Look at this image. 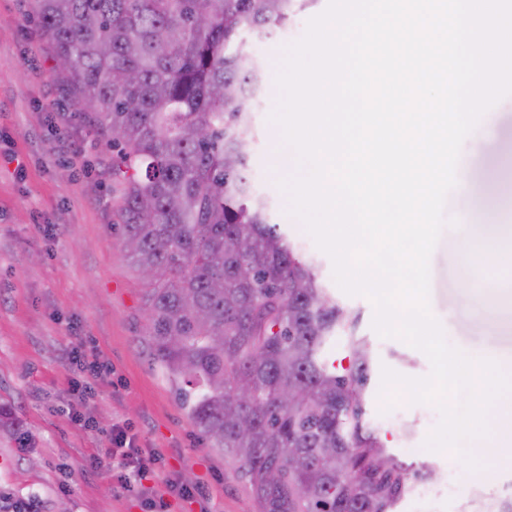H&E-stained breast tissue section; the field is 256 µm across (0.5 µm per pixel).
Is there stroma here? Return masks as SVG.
I'll list each match as a JSON object with an SVG mask.
<instances>
[{
    "label": "stroma",
    "mask_w": 512,
    "mask_h": 512,
    "mask_svg": "<svg viewBox=\"0 0 512 512\" xmlns=\"http://www.w3.org/2000/svg\"><path fill=\"white\" fill-rule=\"evenodd\" d=\"M327 4L315 0L286 25L244 36L267 75L253 113L250 182L267 198L270 220L290 246L316 264L337 303L359 318L355 334L372 351L366 426L411 471L431 466L441 475L431 498L406 494L394 512H495L512 498V466L494 465V479L474 485V472L454 452L424 447L440 420L436 407L409 403L400 393L383 409L382 367L419 378L429 374L430 362L420 350L375 332L372 302L339 288L330 257L289 214V198L278 186L285 176L274 157L281 131L269 119L279 98L277 64L283 48L299 40ZM64 86L27 0H0V151H15L25 165L20 171L0 160V407L11 411L16 425L0 431V503L13 512H147L143 498L128 495L112 472L85 467L86 457L106 447L105 431L118 423L139 448L160 452L169 470L197 486L194 502L172 500L170 512H257L237 463L200 436L176 384L150 355L146 285L112 216L117 194L105 172L111 151ZM494 111V120L463 143L457 185L444 210L458 224L444 227L431 255L429 301L450 345L506 364L512 362V263L505 260L491 272L500 305L461 287L472 272L460 246L475 223L502 225L492 246L512 254V209L475 206L503 183L512 163V96ZM45 224L55 225L54 237L41 233ZM81 343L112 368L110 381L99 383L89 401L92 430L69 417L71 382L80 373L66 355ZM450 472L457 479L453 492L445 480Z\"/></svg>",
    "instance_id": "stroma-1"
}]
</instances>
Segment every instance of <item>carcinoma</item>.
<instances>
[{
	"mask_svg": "<svg viewBox=\"0 0 512 512\" xmlns=\"http://www.w3.org/2000/svg\"><path fill=\"white\" fill-rule=\"evenodd\" d=\"M309 0H30L112 147L113 216L138 268L154 360L258 512H393L408 472L364 425L355 318L269 222L247 175L261 62L244 34ZM343 329L351 367L320 352Z\"/></svg>",
	"mask_w": 512,
	"mask_h": 512,
	"instance_id": "cac0c4a2",
	"label": "carcinoma"
}]
</instances>
